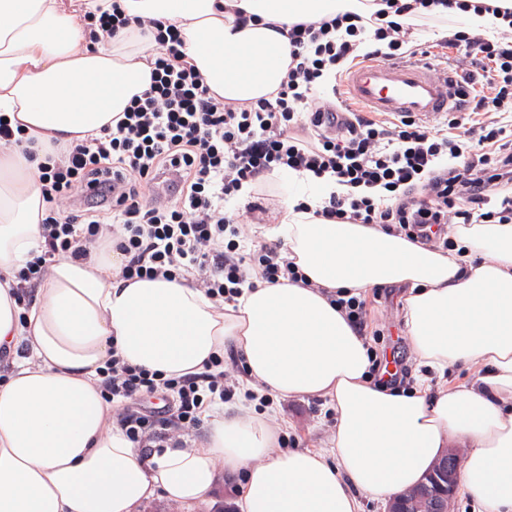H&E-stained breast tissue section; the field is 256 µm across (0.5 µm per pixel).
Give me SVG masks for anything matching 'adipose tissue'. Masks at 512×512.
<instances>
[{"instance_id": "obj_1", "label": "adipose tissue", "mask_w": 512, "mask_h": 512, "mask_svg": "<svg viewBox=\"0 0 512 512\" xmlns=\"http://www.w3.org/2000/svg\"><path fill=\"white\" fill-rule=\"evenodd\" d=\"M175 25L184 59L224 101L269 97L285 80L288 31L359 9L358 0H0V116L28 148L0 152V512H139L156 497L190 512L220 473L239 476L238 512H360L415 486L450 442L467 445L461 492L476 512H512V223L457 224L444 250L376 224L316 216L335 178L271 173L289 194L268 234L301 282H257L217 304L183 277L127 281L111 244L52 261L33 302L19 271L48 216L39 163L53 145L99 136L151 83L158 50L136 26L90 43L87 14ZM246 24H237V16ZM405 286L404 324L421 367L411 389L374 383L370 344L332 303L345 289ZM248 388L327 399L326 446L279 450L267 412H215L201 440L142 449L101 389L112 357L178 377L225 345ZM479 364L469 383L432 374Z\"/></svg>"}]
</instances>
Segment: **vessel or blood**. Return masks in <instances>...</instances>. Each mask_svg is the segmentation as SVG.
Here are the masks:
<instances>
[{
    "mask_svg": "<svg viewBox=\"0 0 512 512\" xmlns=\"http://www.w3.org/2000/svg\"><path fill=\"white\" fill-rule=\"evenodd\" d=\"M346 98L382 117L406 116L422 124L447 115L456 102L453 85L432 77L423 62L366 61L340 79Z\"/></svg>",
    "mask_w": 512,
    "mask_h": 512,
    "instance_id": "vessel-or-blood-1",
    "label": "vessel or blood"
}]
</instances>
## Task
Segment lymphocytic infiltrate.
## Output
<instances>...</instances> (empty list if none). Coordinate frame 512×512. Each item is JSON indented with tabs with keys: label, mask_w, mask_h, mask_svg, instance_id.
<instances>
[{
	"label": "lymphocytic infiltrate",
	"mask_w": 512,
	"mask_h": 512,
	"mask_svg": "<svg viewBox=\"0 0 512 512\" xmlns=\"http://www.w3.org/2000/svg\"><path fill=\"white\" fill-rule=\"evenodd\" d=\"M372 16L353 11L289 32L288 76L271 98L224 102L184 61L174 25L150 20L161 50L152 83L115 125L43 165L42 194L50 205L44 245L18 273L35 287L57 256L86 258L103 230L124 257L123 279L197 275L214 300L233 301L249 278L297 279L277 247L247 248L230 205L243 184L276 169L332 173L350 187L330 195L326 219L378 224L389 233L432 242L436 228L512 223V26L493 38L464 18L447 19L439 44L461 53L471 70L455 84L460 105L445 128L411 119L375 120L357 113L333 123L338 97L319 90L331 76L366 60L402 58L422 30L418 8L448 0H379ZM478 121L467 124V114ZM169 199H145L160 178ZM200 374L165 378L113 358L101 387L122 405L116 421L141 448L162 447L167 433L199 427L209 406L234 400L238 382L222 360ZM164 399L148 408L146 396Z\"/></svg>",
	"instance_id": "lymphocytic-infiltrate-1"
}]
</instances>
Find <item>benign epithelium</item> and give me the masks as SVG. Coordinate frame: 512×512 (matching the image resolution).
I'll return each mask as SVG.
<instances>
[{
  "instance_id": "1",
  "label": "benign epithelium",
  "mask_w": 512,
  "mask_h": 512,
  "mask_svg": "<svg viewBox=\"0 0 512 512\" xmlns=\"http://www.w3.org/2000/svg\"><path fill=\"white\" fill-rule=\"evenodd\" d=\"M461 465L458 451L450 448L417 486L395 495L387 512H449Z\"/></svg>"
}]
</instances>
